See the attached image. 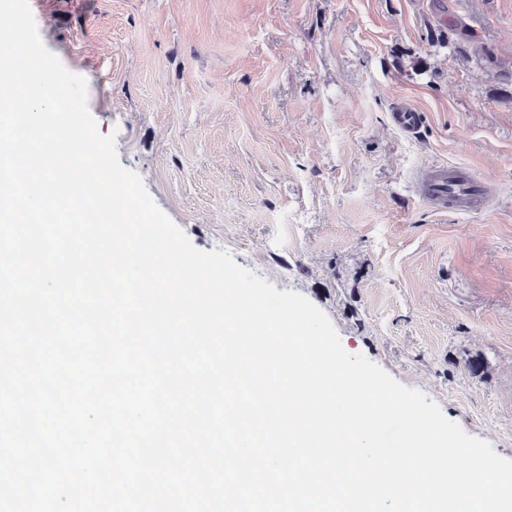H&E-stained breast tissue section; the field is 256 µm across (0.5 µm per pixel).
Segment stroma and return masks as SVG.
Listing matches in <instances>:
<instances>
[{
    "label": "stroma",
    "instance_id": "stroma-1",
    "mask_svg": "<svg viewBox=\"0 0 512 512\" xmlns=\"http://www.w3.org/2000/svg\"><path fill=\"white\" fill-rule=\"evenodd\" d=\"M40 2L43 44L197 249L306 296L512 459V0ZM431 162L490 178L494 207L422 203ZM424 122V115L410 103H403L391 113L392 126L406 136H413Z\"/></svg>",
    "mask_w": 512,
    "mask_h": 512
}]
</instances>
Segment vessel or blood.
Wrapping results in <instances>:
<instances>
[{"label": "vessel or blood", "instance_id": "b4317fda", "mask_svg": "<svg viewBox=\"0 0 512 512\" xmlns=\"http://www.w3.org/2000/svg\"><path fill=\"white\" fill-rule=\"evenodd\" d=\"M424 122V115L412 104H402L391 114V123L404 135H415ZM421 196L437 210L481 212L494 198L489 180L466 167L430 163L417 174Z\"/></svg>", "mask_w": 512, "mask_h": 512}]
</instances>
